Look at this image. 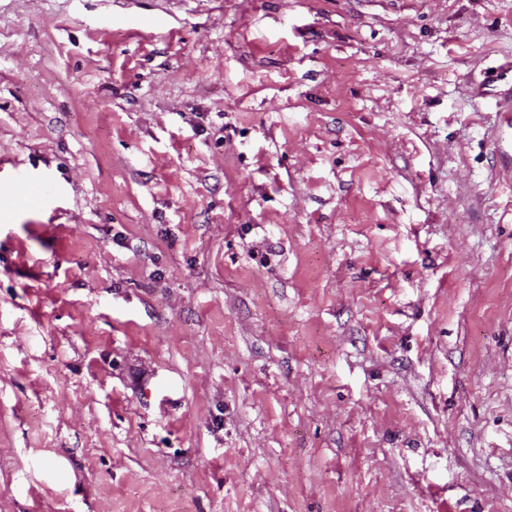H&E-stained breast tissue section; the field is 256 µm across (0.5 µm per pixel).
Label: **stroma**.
Instances as JSON below:
<instances>
[{"label":"stroma","mask_w":512,"mask_h":512,"mask_svg":"<svg viewBox=\"0 0 512 512\" xmlns=\"http://www.w3.org/2000/svg\"><path fill=\"white\" fill-rule=\"evenodd\" d=\"M511 89L512 0H0V512H512ZM53 193L54 187L48 180L28 182L24 202L29 206L38 207L45 203Z\"/></svg>","instance_id":"35a3bbf8"}]
</instances>
